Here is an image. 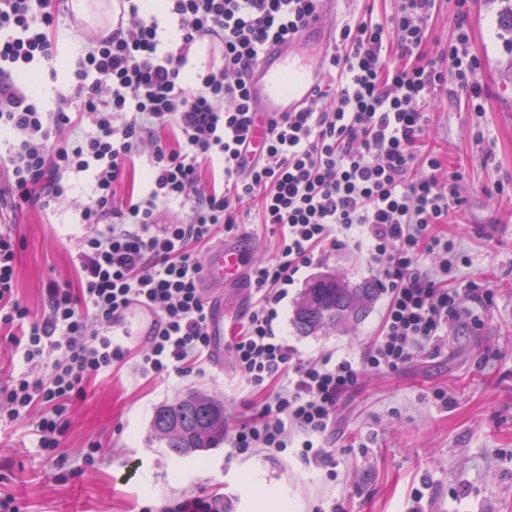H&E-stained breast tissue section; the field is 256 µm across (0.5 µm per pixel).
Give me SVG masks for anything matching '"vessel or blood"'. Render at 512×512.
<instances>
[{"label": "vessel or blood", "mask_w": 512, "mask_h": 512, "mask_svg": "<svg viewBox=\"0 0 512 512\" xmlns=\"http://www.w3.org/2000/svg\"><path fill=\"white\" fill-rule=\"evenodd\" d=\"M341 0H320L319 10L298 38L269 49L249 75L255 126L254 149H261L268 125L282 112H296L307 105L323 74L322 54H308L301 45L306 41H324L332 30L328 19L338 10ZM251 260L236 241H225L210 255L204 266L202 287L208 288L207 331L210 358L214 366L224 363V295L227 286L243 287Z\"/></svg>", "instance_id": "obj_1"}]
</instances>
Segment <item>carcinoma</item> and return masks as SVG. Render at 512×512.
I'll return each mask as SVG.
<instances>
[{
	"label": "carcinoma",
	"mask_w": 512,
	"mask_h": 512,
	"mask_svg": "<svg viewBox=\"0 0 512 512\" xmlns=\"http://www.w3.org/2000/svg\"><path fill=\"white\" fill-rule=\"evenodd\" d=\"M377 293L370 281L352 285L323 274L303 289L293 313V325L311 336L337 325L357 322L365 315ZM224 404L210 398L187 396L155 409L151 432L178 456H190L224 442Z\"/></svg>",
	"instance_id": "obj_1"
}]
</instances>
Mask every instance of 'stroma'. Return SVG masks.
<instances>
[{
	"instance_id": "1",
	"label": "stroma",
	"mask_w": 512,
	"mask_h": 512,
	"mask_svg": "<svg viewBox=\"0 0 512 512\" xmlns=\"http://www.w3.org/2000/svg\"><path fill=\"white\" fill-rule=\"evenodd\" d=\"M512 0H435L428 18V59H439L465 16L474 75L485 109L449 106L437 94L429 108L428 144L460 176L461 204L448 237L463 252L447 287L486 284L492 300L476 325L449 322L436 351L394 374L368 372L341 400L330 437V463H304L295 449L234 456L229 445L188 457L171 455L152 437L156 407L190 394L224 404L227 426L252 418L261 393L236 378L232 353L223 369L154 379L131 367L86 383L64 437L66 466L39 451L33 408L0 422V494L23 512H141L186 495L224 496V512H261L280 498L291 512H512V32L502 23ZM17 288L39 310L49 281L75 283L73 261L86 226L71 209L15 212ZM353 283L377 281L365 248L348 244L316 255L280 306L279 333L299 358L361 357L377 336L388 296L378 292L356 323L314 336L297 332L292 315L306 284L322 273ZM446 392L447 402L435 392ZM100 443L94 465L81 456Z\"/></svg>"
}]
</instances>
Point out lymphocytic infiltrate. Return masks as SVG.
I'll return each mask as SVG.
<instances>
[{"label":"lymphocytic infiltrate","mask_w":512,"mask_h":512,"mask_svg":"<svg viewBox=\"0 0 512 512\" xmlns=\"http://www.w3.org/2000/svg\"><path fill=\"white\" fill-rule=\"evenodd\" d=\"M64 2L0 0V130L10 134L0 166L14 209L72 206L94 230L77 247L75 285L49 282L37 315L16 291V236L0 227V330L26 363L53 362L50 381L21 374L0 385V419L17 420L41 404L38 446L62 463L84 380L133 354L146 377L193 372L209 346L201 250L218 234L243 235L244 209L253 202L277 247L247 275L255 302L233 338V369L265 397L228 442L236 455L256 448L279 454L293 428L302 460H326L339 401L365 372H398L437 349L449 322L472 319L458 290L444 284L455 244L438 231L460 202L458 177L420 151L439 89L449 104L485 109L465 19L457 21L455 43L429 62L423 49L432 0H399L385 22L335 29L323 60L333 82L307 109L272 122L249 161L247 76L269 44L315 16L318 0H164L179 31L168 44L140 0H120V23L89 40L68 90L46 110L23 81L31 64L55 67L51 33ZM210 39L219 43L221 64L197 83L184 82L182 68ZM145 150L146 190L119 196L129 162ZM216 159L220 179L203 181V166ZM84 173L93 186L81 200L68 182ZM174 204L184 216L160 221ZM357 236L388 294L380 334L357 359H300L276 332L279 306L317 251ZM135 303L155 319L134 353L109 330Z\"/></svg>","instance_id":"obj_1"}]
</instances>
